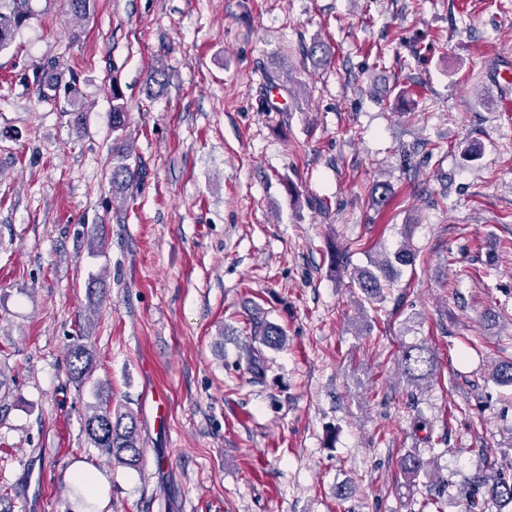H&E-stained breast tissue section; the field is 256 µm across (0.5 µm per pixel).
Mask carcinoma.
I'll return each instance as SVG.
<instances>
[{"instance_id":"obj_1","label":"carcinoma","mask_w":512,"mask_h":512,"mask_svg":"<svg viewBox=\"0 0 512 512\" xmlns=\"http://www.w3.org/2000/svg\"><path fill=\"white\" fill-rule=\"evenodd\" d=\"M31 0H0V52L9 49L31 16ZM128 112L123 94L112 87V129L122 130L127 125ZM118 159L112 167V184L126 187L134 178V172L126 163L124 149L114 151ZM407 248L402 247L391 255L375 263V270H360L352 282L364 300L369 303L380 301L384 289L393 286L397 266L410 262ZM254 335L268 348H278L284 341V332L277 326L260 323L254 327ZM436 360L432 350L424 345H408L401 351L400 369L415 386L428 380L435 371ZM68 369L70 377L83 382L90 377L91 356L85 345L77 343L69 351ZM493 379L502 386H512V359L503 360L495 366ZM84 431L90 444L97 448L114 467H126L137 471L144 461V448L138 429L137 418L130 411L112 408L109 398L97 394L96 402L87 405L84 417ZM490 484L489 495L499 503H512V468H491L485 478L473 481L460 489L470 503L469 512L479 506L477 495L484 484Z\"/></svg>"}]
</instances>
